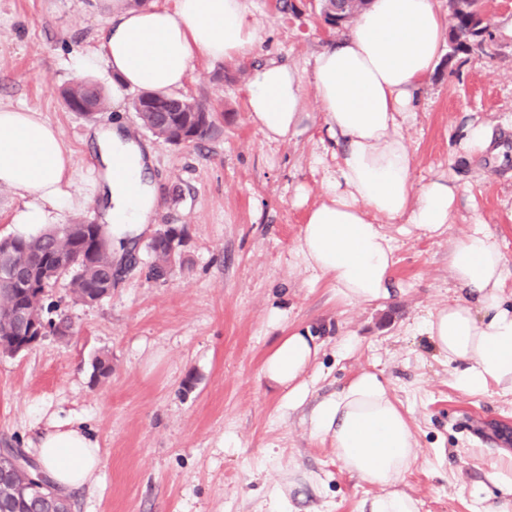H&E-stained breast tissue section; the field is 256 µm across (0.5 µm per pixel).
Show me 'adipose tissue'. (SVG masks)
<instances>
[{"instance_id":"obj_1","label":"adipose tissue","mask_w":512,"mask_h":512,"mask_svg":"<svg viewBox=\"0 0 512 512\" xmlns=\"http://www.w3.org/2000/svg\"><path fill=\"white\" fill-rule=\"evenodd\" d=\"M251 16L250 0H174L170 7L152 2L130 9L114 0L99 52L77 56L76 67L89 72L105 66L115 77L116 99L129 90L167 94L184 85L196 60L251 58L261 41ZM447 32L435 0H369L307 67L269 60L252 69L247 110L268 141L285 142L317 127L341 147L319 201L307 211L296 258L347 303L371 305L394 296L398 247L386 225L403 223L440 238L456 220L460 186L443 176L414 186L415 157L403 134ZM90 135L99 148L104 218L119 258L158 203L148 176L152 156L120 125ZM70 164L60 130L39 110L0 106V186L27 199L12 218L19 230L57 221L70 201L63 189ZM505 248L488 224L469 225L448 250L454 297L417 325L453 368L456 388L470 395L494 389L512 396V303L505 297L512 270ZM321 349L306 326L279 337L268 351L260 374L285 406L306 400L304 375ZM309 428L314 437L331 440L347 471L377 487L363 512H418L417 500L396 488L416 458L417 441L377 373L363 372L319 401ZM35 451L61 487L97 479L100 445L84 422L54 425Z\"/></svg>"}]
</instances>
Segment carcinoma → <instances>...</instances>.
<instances>
[{
	"mask_svg": "<svg viewBox=\"0 0 512 512\" xmlns=\"http://www.w3.org/2000/svg\"><path fill=\"white\" fill-rule=\"evenodd\" d=\"M367 0H325L323 20H336L343 27ZM480 15L477 0H468L466 10L451 17L448 57L457 51L483 49L485 39L473 31L472 23ZM62 98L67 107L76 102L102 109L107 98L100 86L82 80L64 87ZM144 94L131 101V109L141 117L142 125L156 138L173 143L178 132L187 142L206 139L215 127L217 113L195 99L163 95L162 111L143 114ZM181 234L169 227L154 237L149 249L154 256L149 275L156 279L167 276L176 259ZM0 264L12 269L15 282H0V348L20 345L30 327L44 323L64 336L71 324L66 318L58 322L44 319V294L47 287L63 277L67 287L79 301L94 302L111 287L114 276L112 237L106 224L90 221L61 224L28 237L0 238ZM71 505H56L32 496L16 495L0 489V512H70Z\"/></svg>",
	"mask_w": 512,
	"mask_h": 512,
	"instance_id": "obj_1",
	"label": "carcinoma"
}]
</instances>
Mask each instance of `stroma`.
<instances>
[{
    "label": "stroma",
    "instance_id": "stroma-1",
    "mask_svg": "<svg viewBox=\"0 0 512 512\" xmlns=\"http://www.w3.org/2000/svg\"><path fill=\"white\" fill-rule=\"evenodd\" d=\"M291 3L286 10L280 0H252L262 33L252 62H195L182 93L220 116L209 138L176 146L143 129L128 100L89 119L60 98L75 54L98 50L110 0H0V106L38 108L71 152L73 205L60 223L99 218L104 203L89 128L121 122L154 153L159 203L135 265L94 305L64 282L46 288V306L68 317L72 332L0 356V448L31 452L49 424L70 418L100 442L97 482L66 492L73 512H272L278 497L288 512H360L375 487L344 469L331 441L311 436L309 407L284 408L259 375L278 337L314 324L324 347L308 372L313 400L365 371L383 379L416 437L401 487L419 512H479L473 487L497 472L512 477V400L457 389L432 341L413 329L451 296L449 242L469 224L499 231L512 261V161L460 148L464 127L480 119L512 153V0L492 5L485 51L440 59L419 89L417 115L404 129L412 180L453 176L465 192L446 238L388 225L401 289L378 306L343 302L296 265L307 206L336 165L320 130L270 143L248 118L253 64L303 67L335 39L320 0ZM170 226L182 244L170 274L155 280L148 244ZM98 356L112 365L108 378L93 376Z\"/></svg>",
    "mask_w": 512,
    "mask_h": 512
}]
</instances>
